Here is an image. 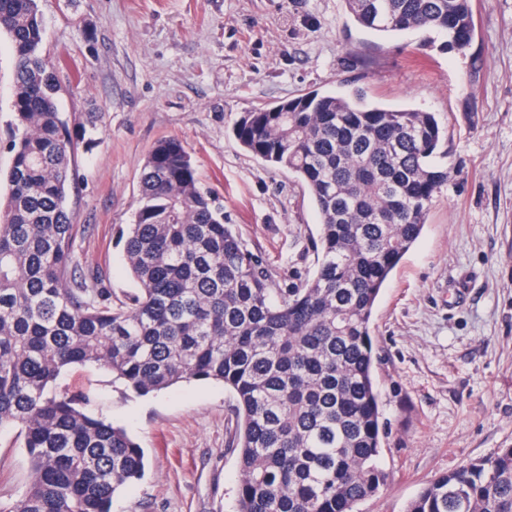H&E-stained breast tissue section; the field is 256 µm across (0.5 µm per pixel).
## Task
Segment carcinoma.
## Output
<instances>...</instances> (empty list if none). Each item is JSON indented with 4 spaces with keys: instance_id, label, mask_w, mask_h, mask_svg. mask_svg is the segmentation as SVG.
I'll use <instances>...</instances> for the list:
<instances>
[{
    "instance_id": "1",
    "label": "carcinoma",
    "mask_w": 512,
    "mask_h": 512,
    "mask_svg": "<svg viewBox=\"0 0 512 512\" xmlns=\"http://www.w3.org/2000/svg\"><path fill=\"white\" fill-rule=\"evenodd\" d=\"M345 2L380 36L433 30L457 52L473 39L471 0ZM43 30L37 0H0L16 84L0 202V427H19L33 472L9 512H111L144 476L143 449L88 410V393H57L62 371L87 363L140 395L224 383L236 401V512H358L389 479L373 308L448 185L451 167L435 162L448 129L358 90L242 113L239 144L295 174L321 218L317 268L289 288L224 223L184 144L157 141L125 236L138 288L114 303L77 261L67 197L78 142ZM407 512H512V447L426 482Z\"/></svg>"
}]
</instances>
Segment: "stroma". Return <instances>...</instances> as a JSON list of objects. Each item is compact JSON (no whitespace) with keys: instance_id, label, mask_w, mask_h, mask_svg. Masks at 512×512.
I'll return each mask as SVG.
<instances>
[{"instance_id":"stroma-1","label":"stroma","mask_w":512,"mask_h":512,"mask_svg":"<svg viewBox=\"0 0 512 512\" xmlns=\"http://www.w3.org/2000/svg\"><path fill=\"white\" fill-rule=\"evenodd\" d=\"M471 5L474 37L456 54L433 31L378 37L344 0H38L58 108L71 132L96 140L72 161L81 266L118 297L136 287L121 231L159 139L183 142L225 223L285 286L315 270L319 215L293 173L238 144L241 113L360 88L373 103L447 125L452 179L373 312L389 480L360 512H406L425 482L512 447V0ZM14 96L13 46L0 32L1 173L11 165ZM75 386L145 451L144 476L114 496L111 512H236L234 400L223 384L140 396L89 363L57 381L61 391ZM30 481L16 428H0V512Z\"/></svg>"}]
</instances>
